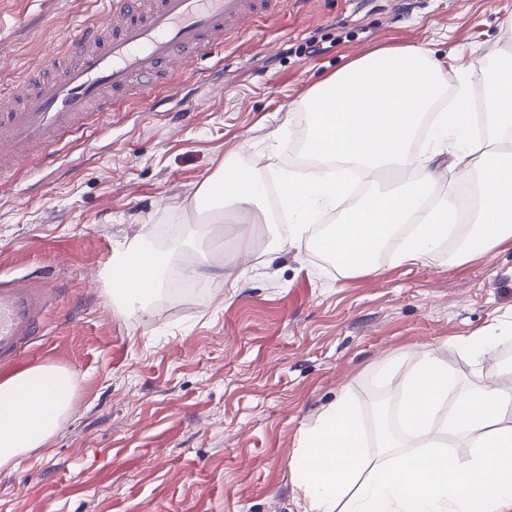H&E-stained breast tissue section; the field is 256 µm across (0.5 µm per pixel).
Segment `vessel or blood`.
<instances>
[{"instance_id": "1", "label": "vessel or blood", "mask_w": 512, "mask_h": 512, "mask_svg": "<svg viewBox=\"0 0 512 512\" xmlns=\"http://www.w3.org/2000/svg\"><path fill=\"white\" fill-rule=\"evenodd\" d=\"M282 2L110 0L52 64L28 69L23 83L0 93V171L54 162L62 141H81L92 113L154 98L232 34L275 19ZM56 294L45 278L0 277V364L31 346Z\"/></svg>"}]
</instances>
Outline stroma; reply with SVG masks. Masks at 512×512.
I'll return each instance as SVG.
<instances>
[{
    "label": "stroma",
    "instance_id": "obj_1",
    "mask_svg": "<svg viewBox=\"0 0 512 512\" xmlns=\"http://www.w3.org/2000/svg\"><path fill=\"white\" fill-rule=\"evenodd\" d=\"M106 0H0V86L50 61ZM319 45V54L309 52ZM424 44L459 79L462 64L512 50V0H286L278 18L241 32L157 101L113 112L64 161L19 175L0 195V275L59 288L44 336L0 380L36 365L76 375L74 409L46 448L0 470V512H299L290 462L304 431L341 392L378 452L383 362L447 352L512 314V241L456 261L444 244L424 264L378 258L341 276L315 250L284 245L285 222L213 223L193 198L231 157L257 161L277 142L289 164L308 91L353 59ZM250 250H243L242 236ZM133 244L240 274L170 290L148 310L111 302L107 254Z\"/></svg>",
    "mask_w": 512,
    "mask_h": 512
}]
</instances>
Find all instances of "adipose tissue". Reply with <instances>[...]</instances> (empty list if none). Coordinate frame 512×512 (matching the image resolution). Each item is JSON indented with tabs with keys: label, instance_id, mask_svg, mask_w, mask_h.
<instances>
[{
	"label": "adipose tissue",
	"instance_id": "ef3b65f1",
	"mask_svg": "<svg viewBox=\"0 0 512 512\" xmlns=\"http://www.w3.org/2000/svg\"><path fill=\"white\" fill-rule=\"evenodd\" d=\"M215 192L238 223H257L261 186L251 169L225 160L216 179L203 181L196 207H211ZM166 263L165 256L133 246L114 251L113 296L149 304L163 288ZM509 340L512 321H501L456 341L455 349L478 367ZM377 377L398 383L403 434L370 457L353 399L344 394L324 408L290 465L301 512H512V426L501 423L512 400V370L463 385L446 354L426 351L384 363ZM74 394V375L53 365L0 381V469L46 445L68 417ZM447 437L464 448L463 456L442 453Z\"/></svg>",
	"mask_w": 512,
	"mask_h": 512
}]
</instances>
